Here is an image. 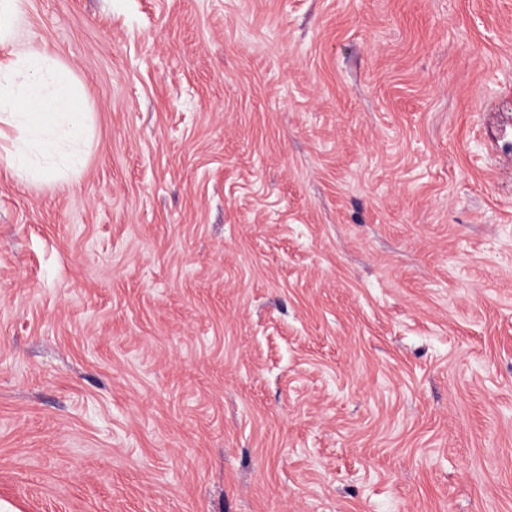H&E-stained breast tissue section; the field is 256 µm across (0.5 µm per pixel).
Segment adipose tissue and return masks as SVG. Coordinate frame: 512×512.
<instances>
[{"instance_id":"obj_1","label":"adipose tissue","mask_w":512,"mask_h":512,"mask_svg":"<svg viewBox=\"0 0 512 512\" xmlns=\"http://www.w3.org/2000/svg\"><path fill=\"white\" fill-rule=\"evenodd\" d=\"M77 112L71 78L46 47L27 44L0 61V150L18 171L34 173L47 159L79 166Z\"/></svg>"}]
</instances>
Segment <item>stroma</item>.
<instances>
[{"label":"stroma","mask_w":512,"mask_h":512,"mask_svg":"<svg viewBox=\"0 0 512 512\" xmlns=\"http://www.w3.org/2000/svg\"><path fill=\"white\" fill-rule=\"evenodd\" d=\"M78 171L0 157V504L512 512V0H24Z\"/></svg>","instance_id":"35a3bbf8"}]
</instances>
